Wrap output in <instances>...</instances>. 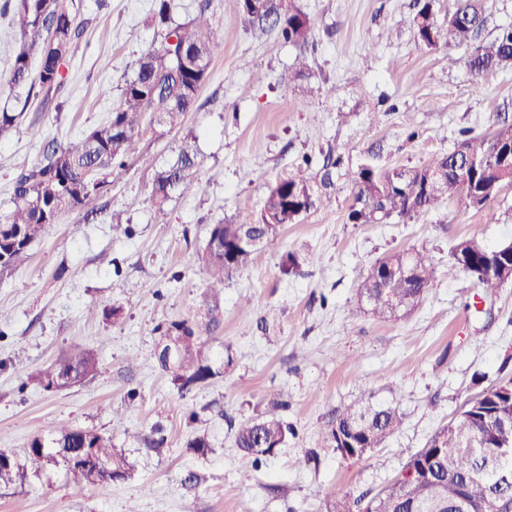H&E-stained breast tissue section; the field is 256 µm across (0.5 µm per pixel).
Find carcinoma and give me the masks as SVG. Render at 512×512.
I'll list each match as a JSON object with an SVG mask.
<instances>
[{
  "mask_svg": "<svg viewBox=\"0 0 512 512\" xmlns=\"http://www.w3.org/2000/svg\"><path fill=\"white\" fill-rule=\"evenodd\" d=\"M250 27L276 30L294 45L308 43L313 22L295 6L294 0H238ZM414 36L431 50L463 48L466 63L474 73L512 71V26L483 36L486 17L481 0H457L456 9L440 21L432 0H415ZM11 13L17 47L11 68L12 89L24 96L41 98L44 107L57 101L64 89V67L73 56L89 19L84 0H5ZM150 24L159 47L135 63L123 79L119 102L107 122L90 128L65 145L50 144L42 159L22 169L14 178L10 210L0 213V271L10 270L26 259L31 243L44 227L67 210H82L97 201L115 166L152 126L174 129L196 103L207 80L215 47L214 29L207 9L178 22L173 0H152ZM204 158L189 146L175 161L158 170L153 183L154 215L166 217L165 207L176 194L190 187L204 190L198 172ZM338 161L326 159L319 185L303 177L277 181L264 198L261 211L240 213L234 220L213 224L208 230L200 262L209 275L207 299L195 315L161 327L160 341L173 342V353L161 350L156 361L161 371L181 391L207 383L218 375L207 345L222 325L221 293L224 278L247 266L257 252L272 247L283 224H295L323 202L322 190L333 186ZM512 167V124L503 122L487 136L461 140L451 152L435 155L419 168L379 169L360 167L350 181L354 203L347 220L351 224H379L394 216L412 218L447 199L468 201L478 197L490 202L485 190L498 191ZM248 230L261 242L259 251H241L224 260V250ZM469 274L487 291L502 287L487 265H511L512 256L471 238L458 243ZM435 281V267L424 252H396L378 260L358 285L360 296L370 297L373 313L394 316L413 308ZM98 354L89 348L65 356L35 376L46 392L73 387L93 375ZM512 377L502 378L475 400L466 401L458 418L439 428L424 448L410 456L400 474L380 493L352 496L331 487L324 492V512H512V451L495 459L471 446L483 435L497 445L512 444V392L504 389ZM271 409L242 422L235 432V445L246 461L256 465L282 448L292 430L278 414V399ZM402 419L391 407L362 404L332 416L327 422V440L335 448H379L399 429ZM432 457L429 479L412 476L422 457ZM27 465L34 471L46 464L63 467L71 482L108 488L115 481L131 478L123 450L114 447L112 436L92 429L67 427L49 435L33 437L25 448ZM25 465V466H27ZM25 466L0 451V484L26 477Z\"/></svg>",
  "mask_w": 512,
  "mask_h": 512,
  "instance_id": "1",
  "label": "carcinoma"
}]
</instances>
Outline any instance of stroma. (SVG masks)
<instances>
[{"instance_id":"stroma-1","label":"stroma","mask_w":512,"mask_h":512,"mask_svg":"<svg viewBox=\"0 0 512 512\" xmlns=\"http://www.w3.org/2000/svg\"><path fill=\"white\" fill-rule=\"evenodd\" d=\"M313 20L306 46L254 32L238 0H210L216 46L208 78L180 130L155 128L116 170L93 214L75 210L47 225L27 263L0 272V449L23 460L30 439L62 427L111 435L132 465L107 490L69 482L62 467L0 486V512H322L317 490L378 493L465 400L512 376V283L485 295L452 250L474 238L512 240V184L474 210L457 199L411 219L351 224L349 173L363 165L416 168L473 134L512 123V71L476 75L464 49L431 51L414 37V0H296ZM90 24L64 70L61 110L30 102L0 135V211L12 182L37 163L45 141L66 144L106 123L119 86L156 40L151 0H85ZM334 93L308 99L300 78ZM41 138H33L31 128ZM192 142L205 157V193L151 205L154 169ZM339 165L329 200L287 224L275 246L224 282V322L210 355L224 373L179 394L156 362L158 327L193 315L209 276L198 260L210 225L259 212L271 185L314 179L326 156ZM125 221H110L112 211ZM426 250L436 280L406 315L379 317L358 296L375 262ZM296 256L283 275L284 253ZM250 315H242L247 302ZM97 307L88 317L89 307ZM118 317H109V309ZM95 349L99 370L71 388L35 381L59 355ZM135 368H128L129 359ZM281 394L293 428L259 467L241 461L235 423L267 411ZM395 408L399 430L362 458H343L326 423L358 398ZM196 420H189L190 412ZM161 428L165 451L141 438ZM206 436V455L186 443ZM317 458L302 459L308 452ZM200 483L183 489L184 471Z\"/></svg>"}]
</instances>
